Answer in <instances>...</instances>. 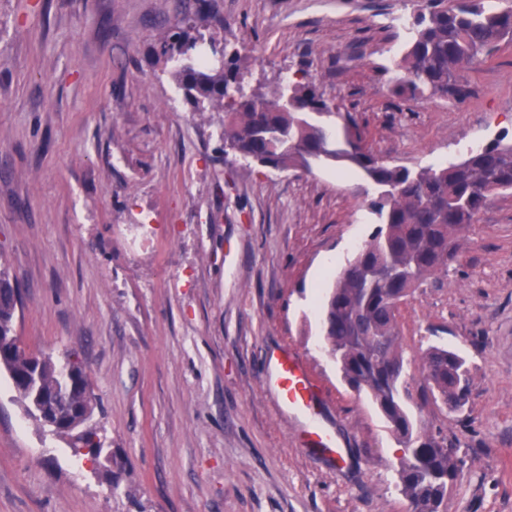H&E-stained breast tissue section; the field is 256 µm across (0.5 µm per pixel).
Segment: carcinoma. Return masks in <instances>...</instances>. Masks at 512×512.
Instances as JSON below:
<instances>
[{
	"instance_id": "obj_1",
	"label": "carcinoma",
	"mask_w": 512,
	"mask_h": 512,
	"mask_svg": "<svg viewBox=\"0 0 512 512\" xmlns=\"http://www.w3.org/2000/svg\"><path fill=\"white\" fill-rule=\"evenodd\" d=\"M195 25L170 37L162 56H190L196 48ZM412 36L395 81L398 97L429 94L460 101L468 88L458 72L492 57L512 44V6L497 8L489 0H419L411 16ZM176 76L198 112H221L224 146L234 156L275 170H311L326 162L360 167L378 188L369 208L378 226L369 241L340 272L324 302L323 331L344 379L368 392L407 448L401 461L400 492L411 512H439L446 482L458 472L453 449L418 428L404 399L411 397L403 357L398 315L401 303L431 278L448 272L466 235L490 197L512 191V137L503 132L470 151L460 162L417 170L391 166L362 146L337 140L325 119L334 106L302 74L273 88L251 87L237 53L178 69ZM18 288L0 268V368L22 361L24 345L10 339ZM423 399L441 401L454 411L469 402L471 369L467 358L430 347L421 371ZM33 383L59 399L68 421L59 432L71 438L74 451L101 448L99 430L80 418L89 403L85 369L67 354L47 357Z\"/></svg>"
}]
</instances>
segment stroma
<instances>
[{"label":"stroma","mask_w":512,"mask_h":512,"mask_svg":"<svg viewBox=\"0 0 512 512\" xmlns=\"http://www.w3.org/2000/svg\"><path fill=\"white\" fill-rule=\"evenodd\" d=\"M413 0H0V262L18 283L15 334L76 354L104 470L43 432L0 371V512H410L404 447L341 377L322 305L377 221L362 170L307 174L224 158L159 49L186 21L230 47L250 83L307 70L372 155L457 162L512 133V46L463 71L461 102L393 95ZM419 393L423 355L468 358L464 411L414 415L459 471L441 512H512V194L479 213L459 259L400 306ZM297 356L343 464L302 441L265 370Z\"/></svg>","instance_id":"stroma-1"}]
</instances>
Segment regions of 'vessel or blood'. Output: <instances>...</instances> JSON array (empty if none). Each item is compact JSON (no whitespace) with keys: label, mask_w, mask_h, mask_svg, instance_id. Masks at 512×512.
Here are the masks:
<instances>
[{"label":"vessel or blood","mask_w":512,"mask_h":512,"mask_svg":"<svg viewBox=\"0 0 512 512\" xmlns=\"http://www.w3.org/2000/svg\"><path fill=\"white\" fill-rule=\"evenodd\" d=\"M267 381L272 384L285 411L309 418L307 443L316 446L327 456L342 458L343 450L333 430L315 419L316 392L303 364L296 357L285 355L277 360Z\"/></svg>","instance_id":"obj_1"}]
</instances>
